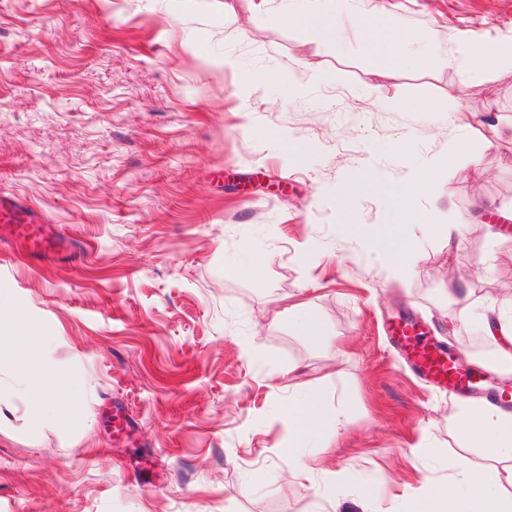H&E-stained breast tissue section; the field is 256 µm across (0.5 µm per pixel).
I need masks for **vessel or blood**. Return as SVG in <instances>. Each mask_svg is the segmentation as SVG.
<instances>
[{
	"label": "vessel or blood",
	"instance_id": "b4317fda",
	"mask_svg": "<svg viewBox=\"0 0 512 512\" xmlns=\"http://www.w3.org/2000/svg\"><path fill=\"white\" fill-rule=\"evenodd\" d=\"M0 227L7 230L11 243L21 245L25 256L32 260L47 259L68 247L66 239L54 226L41 223L27 205L2 194ZM392 333L418 372L449 391L462 393L475 390L494 371L490 364L459 368L450 350L427 340L413 322L402 320L395 323Z\"/></svg>",
	"mask_w": 512,
	"mask_h": 512
}]
</instances>
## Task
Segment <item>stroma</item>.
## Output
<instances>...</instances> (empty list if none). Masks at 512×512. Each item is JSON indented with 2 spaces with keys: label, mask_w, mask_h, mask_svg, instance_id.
<instances>
[{
  "label": "stroma",
  "mask_w": 512,
  "mask_h": 512,
  "mask_svg": "<svg viewBox=\"0 0 512 512\" xmlns=\"http://www.w3.org/2000/svg\"><path fill=\"white\" fill-rule=\"evenodd\" d=\"M258 2L0 0V194L70 243L40 262L0 253V309H29L52 338L47 362L84 394L67 429L32 427L27 404L8 405L0 512H310L312 483L277 482L293 428L274 367L320 378L340 416L333 447L311 450L340 477L326 512H363L351 489L364 482L383 487L382 512H402L458 448V398L419 380L384 327L412 319L466 365L490 359L478 332L453 331L448 290L512 293V242L492 238L512 216V68L489 65L478 85L441 65L383 76L354 31L318 46L282 22L281 0ZM379 2L451 50L465 32L512 41V0ZM293 58L333 83L307 86L303 68L285 72ZM243 72L265 74V90L244 87ZM283 131L314 152L278 154L266 139ZM463 135L483 167L449 155ZM395 138L413 150L383 163L385 177L444 159L416 209L470 224L453 252L412 233L418 273L401 281L318 194L355 177L371 142ZM311 239L324 253L300 262ZM256 249L271 256L261 274H231ZM297 294L332 347L275 317L277 299ZM115 406L131 438L107 428Z\"/></svg>",
  "instance_id": "1"
}]
</instances>
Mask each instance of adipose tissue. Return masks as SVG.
Returning <instances> with one entry per match:
<instances>
[{
  "label": "adipose tissue",
  "instance_id": "adipose-tissue-1",
  "mask_svg": "<svg viewBox=\"0 0 512 512\" xmlns=\"http://www.w3.org/2000/svg\"><path fill=\"white\" fill-rule=\"evenodd\" d=\"M282 18L303 29L309 42L318 44L332 41L337 31L358 24L378 72L387 76L432 57L453 68L468 84L485 80L487 62L512 67V44L503 46L464 36L455 54L450 55L435 38L382 25L380 10L371 0H289ZM406 153L402 139L372 148L359 175L337 190V215L347 217L357 192L376 183L382 160L398 161ZM346 231L371 242L373 258L387 266L394 278L413 271L416 259L404 241L405 225L385 224L373 229L350 224ZM456 293L453 320L462 329L479 328L494 358L512 375V294L477 303L467 285H459ZM5 320L10 330L0 336V371L7 372L9 378L0 381V404L25 402L38 425H72L80 417L82 391L44 361L42 351L48 339L34 332L25 307L14 306ZM288 386L293 392L288 418L293 424L294 445L301 450L324 437L330 420L318 380L292 375ZM458 431L462 452L449 461L441 476L426 481L406 501L405 512H512V412L486 401L460 404Z\"/></svg>",
  "mask_w": 512,
  "mask_h": 512
}]
</instances>
